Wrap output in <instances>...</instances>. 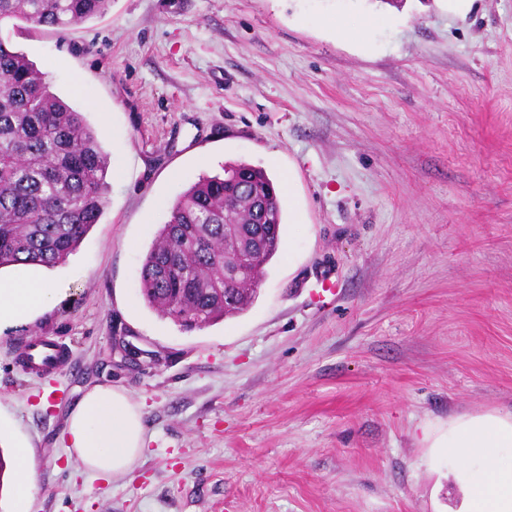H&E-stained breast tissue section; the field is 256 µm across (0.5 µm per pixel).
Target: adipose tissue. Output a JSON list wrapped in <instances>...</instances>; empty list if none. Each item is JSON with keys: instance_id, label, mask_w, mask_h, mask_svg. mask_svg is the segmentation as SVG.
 Here are the masks:
<instances>
[{"instance_id": "adipose-tissue-1", "label": "adipose tissue", "mask_w": 512, "mask_h": 512, "mask_svg": "<svg viewBox=\"0 0 512 512\" xmlns=\"http://www.w3.org/2000/svg\"><path fill=\"white\" fill-rule=\"evenodd\" d=\"M56 290L47 280L26 284L0 279V321L26 316L53 305ZM69 450L91 476L113 480L131 474L144 446L142 414L119 386H92L71 412L66 428ZM432 447L444 448L462 494L458 512H512V411L458 415L439 427ZM14 474L13 512H29L35 487V461L27 443L9 459Z\"/></svg>"}]
</instances>
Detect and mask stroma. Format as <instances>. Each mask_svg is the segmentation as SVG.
<instances>
[{"mask_svg": "<svg viewBox=\"0 0 512 512\" xmlns=\"http://www.w3.org/2000/svg\"><path fill=\"white\" fill-rule=\"evenodd\" d=\"M339 14L375 25L342 40ZM0 39L108 160L99 224L47 271L59 300L0 323V448L31 447L30 512H455L425 433L512 410V0H112ZM235 161L277 184L282 245L246 311L186 332L141 264L177 198ZM43 336L71 358L53 378L17 362ZM96 384L143 415L117 481L65 449Z\"/></svg>", "mask_w": 512, "mask_h": 512, "instance_id": "1", "label": "stroma"}]
</instances>
